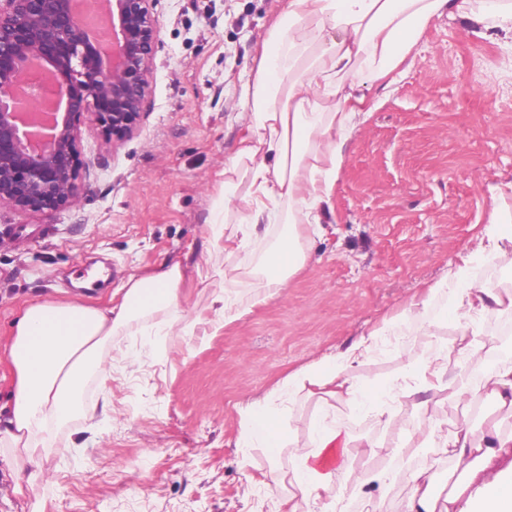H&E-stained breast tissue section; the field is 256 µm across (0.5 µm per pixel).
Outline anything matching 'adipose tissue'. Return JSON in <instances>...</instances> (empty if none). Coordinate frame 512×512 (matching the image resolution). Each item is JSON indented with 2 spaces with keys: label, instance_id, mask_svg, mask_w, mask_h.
<instances>
[{
  "label": "adipose tissue",
  "instance_id": "adipose-tissue-1",
  "mask_svg": "<svg viewBox=\"0 0 512 512\" xmlns=\"http://www.w3.org/2000/svg\"><path fill=\"white\" fill-rule=\"evenodd\" d=\"M472 17V0H288L263 42L253 88L248 134L224 164V191L206 219L209 247L235 254L282 225L259 267L232 264L199 274L251 281V301L229 289L215 292L213 323L237 321L275 297L302 269L309 254L303 232H320L342 169L343 146L363 115L359 86L386 80L417 48L433 18L444 11ZM181 262L162 261L130 276L116 305L96 308L76 300L45 301L25 307L10 329L5 354L15 372L10 408L0 419V446L20 458L18 478L35 480L39 461L55 429L85 415L84 386L90 375H105L102 354L112 338L132 323L155 321L158 335L171 330V317L182 316L186 295ZM447 292L443 316L455 328L464 350L479 356L475 341L481 313L512 316V291L476 283L467 266L451 267L446 279L411 301L408 315L420 317L431 298ZM397 322L360 336L343 351L307 363L289 373L273 390L287 400L316 387L323 402L385 414L388 403H401L416 390L447 391L456 404L471 391L491 399L502 413L500 425L476 432L469 420L443 428L431 417L436 400L419 402L425 417L418 439L408 442L406 473L356 469L352 444L342 426L318 422L305 446L295 449L289 478L288 512H343L344 501L366 495L374 486L406 478L407 512H512V362L501 364L484 381L470 383L447 346L433 348L427 360L411 367L405 381L366 390L352 373L381 337L401 336ZM237 445L263 449L277 460L286 445L278 416L264 401L239 410ZM441 448L453 484L441 490L433 467L414 466L418 443Z\"/></svg>",
  "mask_w": 512,
  "mask_h": 512
}]
</instances>
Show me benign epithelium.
Returning a JSON list of instances; mask_svg holds the SVG:
<instances>
[{
	"label": "benign epithelium",
	"instance_id": "7a95c632",
	"mask_svg": "<svg viewBox=\"0 0 512 512\" xmlns=\"http://www.w3.org/2000/svg\"><path fill=\"white\" fill-rule=\"evenodd\" d=\"M75 0H0V202L43 211L74 201L80 116L121 140L136 128L158 41L153 0H107L112 53Z\"/></svg>",
	"mask_w": 512,
	"mask_h": 512
}]
</instances>
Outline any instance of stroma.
<instances>
[{
  "mask_svg": "<svg viewBox=\"0 0 512 512\" xmlns=\"http://www.w3.org/2000/svg\"><path fill=\"white\" fill-rule=\"evenodd\" d=\"M482 22L443 13L390 86L359 90L365 116L347 142L322 235L305 234L311 258L277 296L212 336H141L140 368L92 377L88 416L59 428L34 483L17 481L0 447V512H288L293 449L315 419L336 417L355 439L396 464L417 427L412 404L376 417L300 397L283 414L287 450L270 463L240 448V405L264 399L288 373L336 354L359 336L404 320L449 260L512 289V252L477 249L490 218L512 225V38L483 0ZM159 30L151 89L134 134L109 142L81 117L77 198L58 210L0 203V407L14 373L3 351L9 324L31 303L112 301L130 275L165 260L208 270L224 255L202 246L224 161L246 130L261 45L284 0H154ZM445 294L405 341L354 372L366 386L401 377L432 345L455 347Z\"/></svg>",
  "mask_w": 512,
  "mask_h": 512,
  "instance_id": "35a3bbf8",
  "label": "stroma"
}]
</instances>
